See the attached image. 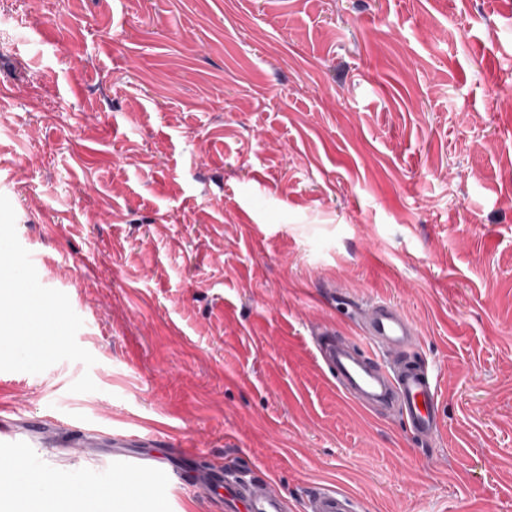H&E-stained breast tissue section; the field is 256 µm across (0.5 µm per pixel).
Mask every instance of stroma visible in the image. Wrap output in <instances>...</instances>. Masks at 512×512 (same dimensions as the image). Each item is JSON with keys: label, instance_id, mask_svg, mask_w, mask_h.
Segmentation results:
<instances>
[{"label": "stroma", "instance_id": "obj_1", "mask_svg": "<svg viewBox=\"0 0 512 512\" xmlns=\"http://www.w3.org/2000/svg\"><path fill=\"white\" fill-rule=\"evenodd\" d=\"M512 0H16L0 31V225L48 264L0 411L152 431L172 457L363 512H512ZM397 305L441 428L358 409L313 345ZM25 443L56 489L222 512L110 449ZM306 512H359L358 503L339 489L319 488L305 503Z\"/></svg>", "mask_w": 512, "mask_h": 512}]
</instances>
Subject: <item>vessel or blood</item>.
<instances>
[{
    "label": "vessel or blood",
    "instance_id": "vessel-or-blood-1",
    "mask_svg": "<svg viewBox=\"0 0 512 512\" xmlns=\"http://www.w3.org/2000/svg\"><path fill=\"white\" fill-rule=\"evenodd\" d=\"M416 340L407 316L384 300L373 302L361 314L355 337L327 328L315 334L321 361L347 399L368 410L398 407L406 431L424 440L440 430L439 402L428 371L411 363ZM112 448L124 470L153 473L165 486L181 483L185 466L195 459L193 450L183 448L168 467H158L130 435H113ZM199 482L208 489H223L225 512H288L285 498L271 481L209 470L200 474ZM305 512H359V506L344 491L320 488L309 495Z\"/></svg>",
    "mask_w": 512,
    "mask_h": 512
}]
</instances>
